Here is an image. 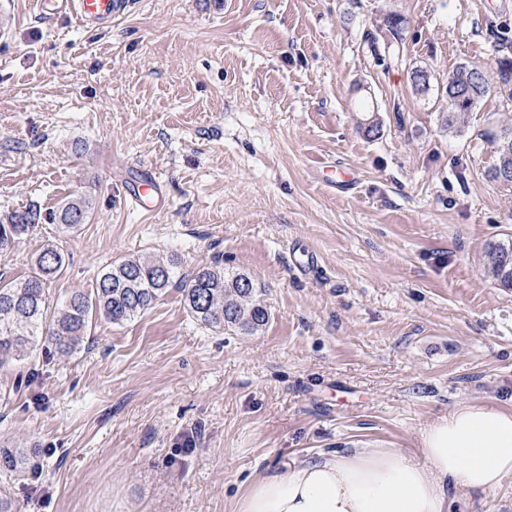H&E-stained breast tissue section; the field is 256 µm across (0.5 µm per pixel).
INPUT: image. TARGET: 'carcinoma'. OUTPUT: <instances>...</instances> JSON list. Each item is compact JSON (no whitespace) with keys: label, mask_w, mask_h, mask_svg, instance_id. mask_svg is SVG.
<instances>
[{"label":"carcinoma","mask_w":512,"mask_h":512,"mask_svg":"<svg viewBox=\"0 0 512 512\" xmlns=\"http://www.w3.org/2000/svg\"><path fill=\"white\" fill-rule=\"evenodd\" d=\"M496 84L512 99V58L501 55L502 46L494 44ZM471 76V94L448 101L442 123L448 130L457 118L469 112L490 90L485 68L463 64L455 73ZM92 203L74 197L48 213L67 231H77L91 216ZM41 210L30 207L0 216V255L12 244L42 223ZM486 268L497 282L512 288V241L488 246ZM66 269V258L54 245L47 244L35 259L33 274L14 282L0 279V363L22 360L29 350L42 345L60 354L81 349L93 322L103 319L123 325L147 311L176 282L192 317L210 328L233 329L253 334L266 326L270 314L256 298L251 278L239 272H226L218 265L203 267L190 277L177 276V264L151 261L140 256L120 258L105 268L96 279L95 288L85 294H72L61 306L50 307L45 294L48 281ZM25 462L18 451L0 448V475L7 478Z\"/></svg>","instance_id":"obj_1"}]
</instances>
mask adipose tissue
<instances>
[{"label": "adipose tissue", "mask_w": 512, "mask_h": 512, "mask_svg": "<svg viewBox=\"0 0 512 512\" xmlns=\"http://www.w3.org/2000/svg\"><path fill=\"white\" fill-rule=\"evenodd\" d=\"M512 474V411L464 405L429 425L420 454L357 448L300 459L257 477L235 512H454L457 489L470 512Z\"/></svg>", "instance_id": "obj_1"}]
</instances>
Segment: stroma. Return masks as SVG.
<instances>
[{"instance_id": "1", "label": "stroma", "mask_w": 512, "mask_h": 512, "mask_svg": "<svg viewBox=\"0 0 512 512\" xmlns=\"http://www.w3.org/2000/svg\"><path fill=\"white\" fill-rule=\"evenodd\" d=\"M495 42L512 57V0H133L108 29L14 0L0 214L76 195L93 210L73 234L40 224L0 273L24 278L55 244L57 302L125 256L184 275L218 262L270 320L212 329L171 287L132 322L93 323L74 354L1 368L0 448L27 464L0 496L18 512H234L290 460L414 449L467 404L512 411V288L483 264L512 238V186L488 177L512 100L491 89L442 125L449 73L495 70ZM135 164L163 181L154 213L124 200Z\"/></svg>"}]
</instances>
